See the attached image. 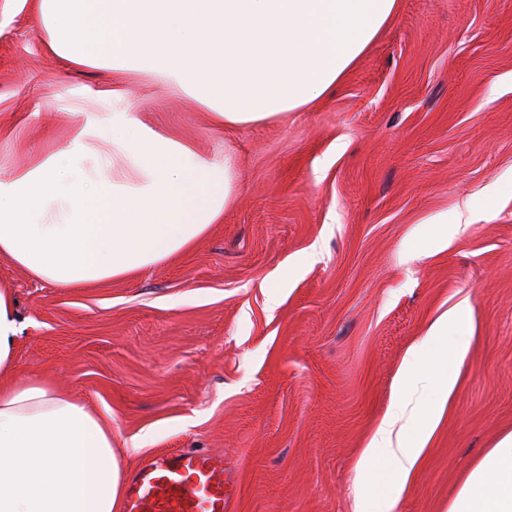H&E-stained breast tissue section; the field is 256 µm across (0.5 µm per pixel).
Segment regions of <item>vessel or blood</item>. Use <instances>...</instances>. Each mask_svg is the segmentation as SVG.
Here are the masks:
<instances>
[{
    "instance_id": "obj_1",
    "label": "vessel or blood",
    "mask_w": 512,
    "mask_h": 512,
    "mask_svg": "<svg viewBox=\"0 0 512 512\" xmlns=\"http://www.w3.org/2000/svg\"><path fill=\"white\" fill-rule=\"evenodd\" d=\"M234 484L221 464L198 451L155 455L130 477L124 512H227Z\"/></svg>"
}]
</instances>
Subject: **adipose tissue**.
Returning <instances> with one entry per match:
<instances>
[{
    "mask_svg": "<svg viewBox=\"0 0 512 512\" xmlns=\"http://www.w3.org/2000/svg\"><path fill=\"white\" fill-rule=\"evenodd\" d=\"M399 0H40L53 55L74 65L138 67L205 106L213 127L242 129L321 101L393 19ZM106 114L84 113L68 151L0 180V259L60 288L126 279L190 249L236 198L232 154L206 159L142 122L120 83ZM109 143L103 153L100 143ZM461 300L432 323L400 368L433 359L439 397L410 436L386 413L361 457L381 461L379 512L397 493L448 404L453 367L469 352L449 340L469 318ZM16 302L0 290V512H118L124 463L112 416L40 377H18ZM448 512H512V434L473 468Z\"/></svg>",
    "mask_w": 512,
    "mask_h": 512,
    "instance_id": "1",
    "label": "adipose tissue"
}]
</instances>
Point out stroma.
Segmentation results:
<instances>
[{"label": "stroma", "instance_id": "obj_1", "mask_svg": "<svg viewBox=\"0 0 512 512\" xmlns=\"http://www.w3.org/2000/svg\"><path fill=\"white\" fill-rule=\"evenodd\" d=\"M47 42L36 0H0V179L112 109L96 96L111 69ZM121 80L143 121L202 156L234 152L237 202L132 279L65 289L1 260L19 375L111 411L130 468L181 448L221 462L237 481L228 512H374L361 452L388 409L419 426L438 391L419 366L397 401L398 369L465 298L468 360L394 509L448 512L512 433V0H399L331 94L251 128L212 127L146 72ZM439 218L450 244H417Z\"/></svg>", "mask_w": 512, "mask_h": 512}]
</instances>
